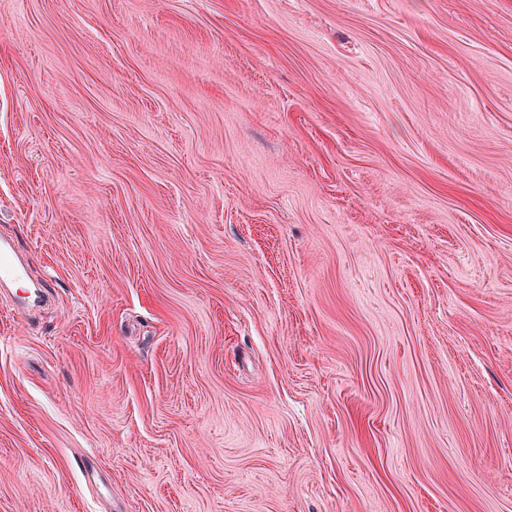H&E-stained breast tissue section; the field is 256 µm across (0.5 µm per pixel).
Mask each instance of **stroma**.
<instances>
[{"label": "stroma", "mask_w": 512, "mask_h": 512, "mask_svg": "<svg viewBox=\"0 0 512 512\" xmlns=\"http://www.w3.org/2000/svg\"><path fill=\"white\" fill-rule=\"evenodd\" d=\"M0 512H512V0H0Z\"/></svg>", "instance_id": "1"}]
</instances>
